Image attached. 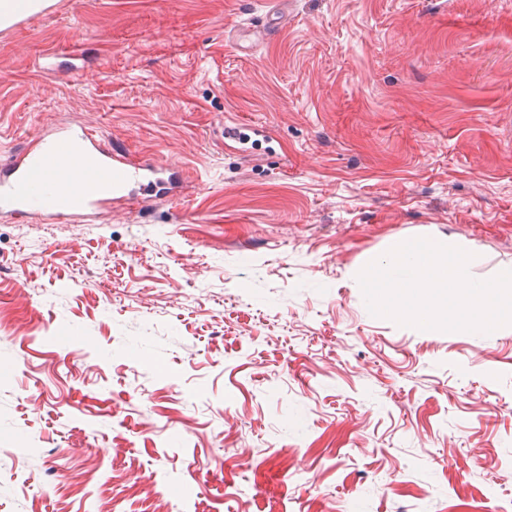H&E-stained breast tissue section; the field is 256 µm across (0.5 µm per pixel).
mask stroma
Returning a JSON list of instances; mask_svg holds the SVG:
<instances>
[{"label": "stroma", "instance_id": "obj_1", "mask_svg": "<svg viewBox=\"0 0 512 512\" xmlns=\"http://www.w3.org/2000/svg\"><path fill=\"white\" fill-rule=\"evenodd\" d=\"M62 128L171 185L0 214V512L512 501V328L355 279L406 235L512 264V0H55L0 31V162Z\"/></svg>", "mask_w": 512, "mask_h": 512}]
</instances>
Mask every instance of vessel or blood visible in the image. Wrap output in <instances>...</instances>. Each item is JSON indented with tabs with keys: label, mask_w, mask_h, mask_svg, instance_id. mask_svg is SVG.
<instances>
[{
	"label": "vessel or blood",
	"mask_w": 512,
	"mask_h": 512,
	"mask_svg": "<svg viewBox=\"0 0 512 512\" xmlns=\"http://www.w3.org/2000/svg\"><path fill=\"white\" fill-rule=\"evenodd\" d=\"M151 165L128 168L91 132H61L0 164V212L25 214L31 205L68 219L126 201L132 179Z\"/></svg>",
	"instance_id": "1"
}]
</instances>
